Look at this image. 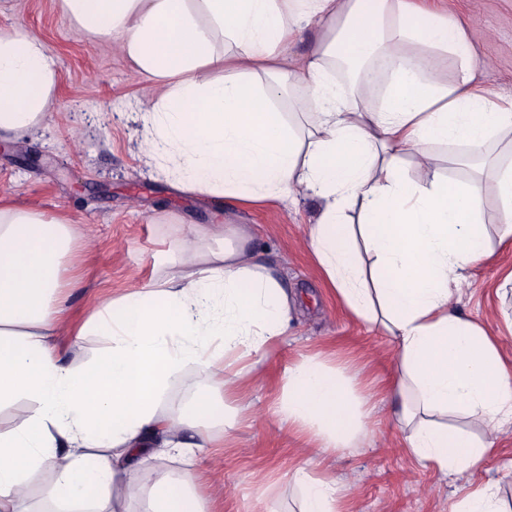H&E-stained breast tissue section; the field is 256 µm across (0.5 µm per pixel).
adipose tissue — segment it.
I'll return each instance as SVG.
<instances>
[{
	"mask_svg": "<svg viewBox=\"0 0 512 512\" xmlns=\"http://www.w3.org/2000/svg\"><path fill=\"white\" fill-rule=\"evenodd\" d=\"M83 32L115 43L151 78L153 133L142 151L198 194L253 204L323 202L308 248L325 288L398 351L394 422L421 466L457 479L479 470L512 425V357L498 332L459 311L453 288L492 253L482 207L494 191L498 243L512 249V97L475 81L471 29L419 0H61ZM322 34L294 60L304 28ZM453 64L454 76L441 70ZM57 63L25 28L0 32V136L19 139L49 116ZM434 145H458L456 183ZM413 158L422 182L405 172ZM371 255L363 267L353 244ZM212 240L220 249H209ZM242 224L189 229L174 251L199 255L112 298L71 330L60 306L79 283L81 247L67 215L47 217L0 195V512H17L44 474L54 512H207L195 474L137 467L185 457L233 428L225 401L258 381L298 308ZM103 336L106 349L66 362L57 338ZM208 394L191 412L159 402L186 369ZM276 413L325 453L356 448L372 423L339 368L310 354L282 372ZM478 416L471 439L442 416ZM299 512H344L332 473L300 464Z\"/></svg>",
	"mask_w": 512,
	"mask_h": 512,
	"instance_id": "adipose-tissue-1",
	"label": "adipose tissue"
}]
</instances>
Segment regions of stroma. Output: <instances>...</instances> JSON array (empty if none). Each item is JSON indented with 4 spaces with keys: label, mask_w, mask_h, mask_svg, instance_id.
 Listing matches in <instances>:
<instances>
[{
    "label": "stroma",
    "mask_w": 512,
    "mask_h": 512,
    "mask_svg": "<svg viewBox=\"0 0 512 512\" xmlns=\"http://www.w3.org/2000/svg\"><path fill=\"white\" fill-rule=\"evenodd\" d=\"M446 3L449 16L473 32L477 82L489 92L512 95V0ZM20 25L55 55L57 87L48 124L21 140L0 142V193L50 217L67 214L75 230L90 237L81 253V283L66 297L74 320H85L99 300L154 280L173 262L172 243L198 224L248 225L262 260L300 293L302 313L265 361V381L244 383L227 402L232 409L251 405L254 423L227 434L214 430L216 447L197 451L193 459L210 512H298L301 492L292 473L305 453L333 473L348 512H452L471 487L500 480L512 465V430L501 434L482 470L452 483L405 453V434L393 423L388 394L395 346L324 289L307 248L308 227L320 215L317 201L302 197L253 206L175 189L140 150L148 83L135 66L111 41L78 29L61 0H0V31ZM484 219L494 255L471 271L456 306L498 328L504 351L512 354L505 323L512 316V294L500 289L512 271V250L497 246L494 196L486 198ZM300 353L344 368L367 400L374 425L362 447L322 455L308 436L279 429L273 405L280 374ZM226 485L233 496L216 498Z\"/></svg>",
    "instance_id": "35a3bbf8"
}]
</instances>
